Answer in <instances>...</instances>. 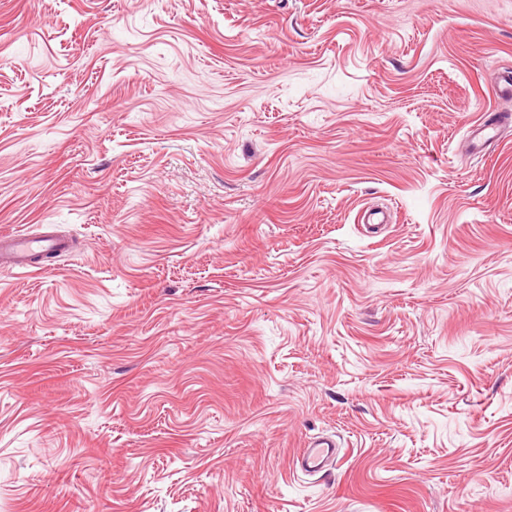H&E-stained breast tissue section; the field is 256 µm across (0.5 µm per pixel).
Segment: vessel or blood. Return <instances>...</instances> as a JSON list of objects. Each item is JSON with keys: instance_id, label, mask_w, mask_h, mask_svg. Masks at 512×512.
Segmentation results:
<instances>
[{"instance_id": "obj_1", "label": "vessel or blood", "mask_w": 512, "mask_h": 512, "mask_svg": "<svg viewBox=\"0 0 512 512\" xmlns=\"http://www.w3.org/2000/svg\"><path fill=\"white\" fill-rule=\"evenodd\" d=\"M512 125V114L504 113L475 125L469 133L471 154L486 152L496 145L502 127ZM71 248L67 238L52 235H33L26 231L0 234V272L28 274L35 269V260L41 255H60ZM337 443L331 437H318L301 449L296 458L299 468L316 474L336 458Z\"/></svg>"}]
</instances>
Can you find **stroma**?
<instances>
[{
    "label": "stroma",
    "instance_id": "obj_1",
    "mask_svg": "<svg viewBox=\"0 0 512 512\" xmlns=\"http://www.w3.org/2000/svg\"><path fill=\"white\" fill-rule=\"evenodd\" d=\"M507 66L512 0H0V232L78 243L0 273V512H512ZM506 125H512V114L510 113H503L499 117L488 118L474 125L469 133L468 141L471 155L481 154L496 145L500 138V129ZM336 439L333 437H318L302 448L296 457V464L308 474H316L330 462L336 459Z\"/></svg>",
    "mask_w": 512,
    "mask_h": 512
}]
</instances>
